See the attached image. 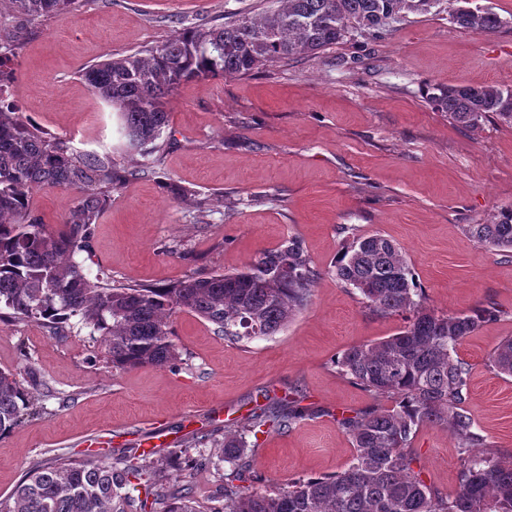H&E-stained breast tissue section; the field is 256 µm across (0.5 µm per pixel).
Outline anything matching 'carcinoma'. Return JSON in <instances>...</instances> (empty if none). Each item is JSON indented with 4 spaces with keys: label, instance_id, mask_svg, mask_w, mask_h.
Wrapping results in <instances>:
<instances>
[{
    "label": "carcinoma",
    "instance_id": "obj_1",
    "mask_svg": "<svg viewBox=\"0 0 512 512\" xmlns=\"http://www.w3.org/2000/svg\"><path fill=\"white\" fill-rule=\"evenodd\" d=\"M23 19H47L79 0H9ZM261 15L238 13L222 24L186 27L170 38L85 67L80 77L92 94L117 110L125 142L117 151L78 149L73 140L25 122L8 100L18 38L0 30V321H33L63 336L75 319L90 329L115 370L145 365L175 368L173 316L186 310L215 325L234 342L272 336L309 301L319 272L292 237L260 252L242 270L188 276L170 287L112 284L103 270L85 272L94 225L112 191L156 173L170 138L167 104L189 81L245 76L277 62L315 56L356 29L380 36L408 13L430 12L440 0H279ZM458 28L488 34L503 21L492 11L458 6ZM426 101L462 128L497 117L512 124V89L431 84ZM77 192L50 230L30 206L37 190ZM468 234L512 252V207ZM336 280L357 289L380 316L404 315L393 336L351 346L336 356L340 373L391 409L372 407L341 415L339 428L354 448L349 465L329 476L298 478L261 491L246 436L285 429L301 417L284 399L253 412L240 429L224 434V502L209 512H512V465L472 453L479 435L463 410L469 369L457 346L483 324L493 307L438 315L414 299L418 288L402 248L372 234L354 239L338 256ZM499 375L512 377V337L490 357ZM32 406L14 373L0 370V436L10 433ZM445 427L459 440L462 468L454 494L431 490L414 469L412 442L420 428ZM119 468L105 459L58 457L32 465L0 512H143L147 500L163 512H200L192 486L172 484L151 454L123 451Z\"/></svg>",
    "mask_w": 512,
    "mask_h": 512
}]
</instances>
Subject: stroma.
<instances>
[{
    "label": "stroma",
    "mask_w": 512,
    "mask_h": 512,
    "mask_svg": "<svg viewBox=\"0 0 512 512\" xmlns=\"http://www.w3.org/2000/svg\"><path fill=\"white\" fill-rule=\"evenodd\" d=\"M276 0H80L77 8L25 22L0 4V28L19 33L16 80L21 117L83 150L121 142L119 120L89 91L87 65L163 41L194 24L258 15ZM497 13L491 34L457 28L456 0L408 14L382 37L350 31L314 58L266 66L249 76L200 79L170 99L174 139L160 173L117 189L95 226L85 269L124 284L167 287L195 273L248 265L258 252L298 238L320 273L308 305L277 334L234 343L183 311L174 318L178 370L116 372L88 329L63 336L26 321H0V368L16 373L35 415L0 439V501L33 462L155 447L172 482L189 481L207 508L226 467H192L180 455L194 438L226 431L270 399L288 397L304 415L290 430L258 434L255 469L266 487L343 470L354 449L336 419L393 407L340 374L349 346L398 333L357 289L332 275L342 247L379 233L404 250L426 305L439 314L497 308L457 348L470 367L464 410L478 452L512 464V377L489 358L512 337V259L470 238L512 206V126L450 123L427 104L429 84L512 88V0H471ZM194 190L171 200L165 185ZM417 466L436 492H454L456 438L422 427Z\"/></svg>",
    "instance_id": "stroma-1"
}]
</instances>
